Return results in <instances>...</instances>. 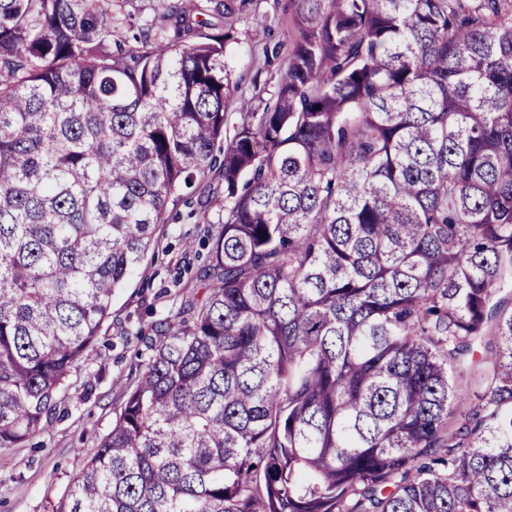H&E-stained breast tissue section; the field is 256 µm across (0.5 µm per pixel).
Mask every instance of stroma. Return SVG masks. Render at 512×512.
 Wrapping results in <instances>:
<instances>
[{
	"instance_id": "35a3bbf8",
	"label": "stroma",
	"mask_w": 512,
	"mask_h": 512,
	"mask_svg": "<svg viewBox=\"0 0 512 512\" xmlns=\"http://www.w3.org/2000/svg\"><path fill=\"white\" fill-rule=\"evenodd\" d=\"M291 13V0H238L237 41L227 48V62L233 74L244 76V91L256 86L266 98L275 90L285 59L267 57L265 49H289ZM258 25L268 31L262 46L251 38ZM223 191L221 182H212L178 206L176 220L160 225L154 253L114 293L112 316L95 350L69 376L56 410L24 447L0 448V512H52L86 452L111 429L125 387L144 370L146 340L137 329L170 318L185 300L204 297L200 277L208 250L202 230L219 232L224 215L201 204Z\"/></svg>"
}]
</instances>
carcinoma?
I'll list each match as a JSON object with an SVG mask.
<instances>
[{
  "label": "carcinoma",
  "instance_id": "carcinoma-1",
  "mask_svg": "<svg viewBox=\"0 0 512 512\" xmlns=\"http://www.w3.org/2000/svg\"><path fill=\"white\" fill-rule=\"evenodd\" d=\"M125 2L0 0V448L217 178L208 294L54 512H512L507 0H293L262 107L234 97L231 4ZM165 1L163 0H131L125 3L126 11L132 12L139 25L156 23Z\"/></svg>",
  "mask_w": 512,
  "mask_h": 512
}]
</instances>
